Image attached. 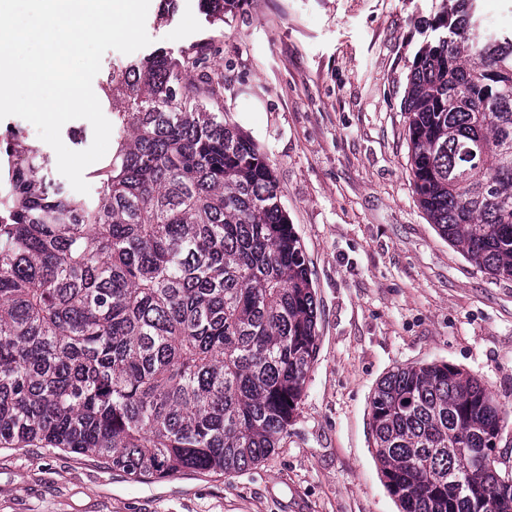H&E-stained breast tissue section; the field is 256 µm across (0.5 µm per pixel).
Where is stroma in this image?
Masks as SVG:
<instances>
[{
	"instance_id": "obj_1",
	"label": "stroma",
	"mask_w": 512,
	"mask_h": 512,
	"mask_svg": "<svg viewBox=\"0 0 512 512\" xmlns=\"http://www.w3.org/2000/svg\"><path fill=\"white\" fill-rule=\"evenodd\" d=\"M440 0H240L215 36L201 0L146 31L171 51L213 42L227 121L274 172L308 261L318 349L281 448L256 466L138 483L111 460L0 447V512H399L375 459L370 401L398 368L448 363L508 416L512 280L442 238L409 183L404 102Z\"/></svg>"
}]
</instances>
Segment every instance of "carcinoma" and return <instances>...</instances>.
I'll list each match as a JSON object with an SVG mask.
<instances>
[{
	"mask_svg": "<svg viewBox=\"0 0 512 512\" xmlns=\"http://www.w3.org/2000/svg\"><path fill=\"white\" fill-rule=\"evenodd\" d=\"M212 23L238 0H203ZM408 91L409 179L439 234L512 278V32L441 0ZM211 46L100 83L112 155L79 196L41 147L0 142V445L112 460L144 482L246 470L288 434L317 351L315 289L273 172L227 123ZM507 423L474 376L399 368L370 402L401 512H512L484 462Z\"/></svg>",
	"mask_w": 512,
	"mask_h": 512,
	"instance_id": "cac0c4a2",
	"label": "carcinoma"
}]
</instances>
